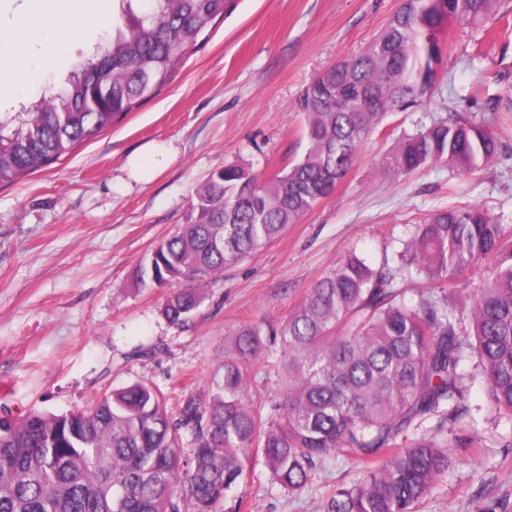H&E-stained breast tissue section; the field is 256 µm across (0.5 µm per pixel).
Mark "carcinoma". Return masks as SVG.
Segmentation results:
<instances>
[{
    "mask_svg": "<svg viewBox=\"0 0 512 512\" xmlns=\"http://www.w3.org/2000/svg\"><path fill=\"white\" fill-rule=\"evenodd\" d=\"M112 38L68 88L0 118V187L36 173L154 96L236 0H116ZM500 0H403L364 52L323 69L299 98L304 157L268 179L241 164L209 175L190 214L140 266L142 288H180L162 316L183 330L203 286L264 248L348 172L388 114L419 107L434 87L448 23L490 18ZM489 131L436 121L398 138L386 168L406 176L438 163L472 174L498 152ZM491 275L470 317L448 292L480 264ZM472 329H467L466 324ZM280 340L281 400L263 415L248 399V367ZM490 409L512 419V227L475 203L439 210L374 268L355 254L319 278L277 331L245 325L225 343L203 406L178 416L163 394L135 382L83 411L30 413L0 434V512H224L225 494L262 457L271 483L304 490L319 465L354 460L358 478L326 512H412L448 472V435L472 447L464 424L467 363ZM190 451L181 454V429Z\"/></svg>",
    "mask_w": 512,
    "mask_h": 512,
    "instance_id": "carcinoma-1",
    "label": "carcinoma"
}]
</instances>
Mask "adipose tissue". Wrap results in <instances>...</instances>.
<instances>
[{
  "mask_svg": "<svg viewBox=\"0 0 512 512\" xmlns=\"http://www.w3.org/2000/svg\"><path fill=\"white\" fill-rule=\"evenodd\" d=\"M112 13V0H41L29 19L47 36V50L32 55L24 38L0 32V63L9 64V86L14 96L33 90L44 69L54 67L69 43L89 29H97Z\"/></svg>",
  "mask_w": 512,
  "mask_h": 512,
  "instance_id": "adipose-tissue-1",
  "label": "adipose tissue"
}]
</instances>
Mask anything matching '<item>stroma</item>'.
<instances>
[{
    "label": "stroma",
    "mask_w": 512,
    "mask_h": 512,
    "mask_svg": "<svg viewBox=\"0 0 512 512\" xmlns=\"http://www.w3.org/2000/svg\"><path fill=\"white\" fill-rule=\"evenodd\" d=\"M403 0H237L171 82L96 139L0 188V405L22 417L90 406L137 381L171 400L208 403L224 340L241 326L279 328L311 286L344 256L373 265L401 250L428 214L473 202L512 227V11L480 25L448 26L429 102L387 116L364 140L333 194L256 255L204 289L186 330L168 325L164 288L136 271L184 224L196 188L227 164L271 177L306 150L296 109L310 81L365 50ZM104 37L75 41L45 77L63 86ZM492 131L499 153L465 175L438 164L399 178L384 161L402 134L456 116ZM500 97L498 111L486 108ZM156 143L173 149L156 178L138 180L127 157ZM479 448L450 443L452 464L416 512H512V420L491 413L482 380L468 392ZM357 478L339 460L291 494L251 461L228 505L240 512H324L331 491Z\"/></svg>",
    "instance_id": "35a3bbf8"
}]
</instances>
